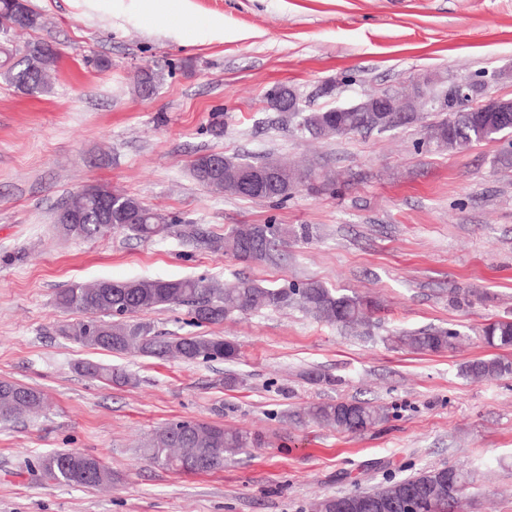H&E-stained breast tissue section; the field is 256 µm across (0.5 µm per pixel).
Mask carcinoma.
I'll return each instance as SVG.
<instances>
[{"mask_svg": "<svg viewBox=\"0 0 512 512\" xmlns=\"http://www.w3.org/2000/svg\"><path fill=\"white\" fill-rule=\"evenodd\" d=\"M45 27L41 13L26 3L0 0V35L8 38L19 31ZM59 51L46 39L28 42L14 62L5 61L4 77L21 93L42 95L52 87ZM293 130L312 139L361 133L384 132L375 112H298L289 116ZM512 136V122L506 125L488 112H453L429 126V140L450 150L468 148L485 141ZM212 154L198 155L191 163V175L207 191L216 195L286 201L295 189L312 181L314 169H299L283 157L228 156L226 168L262 171L272 165L280 172L278 186L260 194L243 195L224 187V170L211 168ZM114 207L109 223L112 230L149 241L172 228L171 218L135 196L117 193L105 185L84 187L55 213L54 223L68 237L96 239L108 233L98 212L101 196ZM180 236L192 249L213 253L230 252L243 262L273 258V251L286 243L288 228L280 224H240L229 233L217 235L201 224H183ZM105 281L77 284L62 290L56 305L82 318L61 326L60 334L84 347L113 353H130L154 359L176 358L184 361H233L239 357L237 344L220 336H160L151 324L136 321L140 313L161 307L185 306L196 327H207L233 314L264 308L297 305L319 322L357 329L369 324L374 305L355 295H348L323 282L309 279L285 286H268L248 277L231 284L217 279L184 277L177 279H129L127 288H105ZM114 317L111 322L99 315ZM457 332L434 327L411 331L396 337V342L420 352L438 353L453 346ZM482 340L499 349L512 348V320L497 319L480 330ZM81 373L115 384H135L132 373L115 372L100 364L85 362ZM462 373L470 378L497 380L512 375V360L501 356L478 358L465 364ZM46 403L44 394L10 380H0V424L9 425L40 411ZM298 422L333 427L339 432L361 433L385 419L381 408L368 401H326L294 412ZM259 444L258 437L247 430H230L207 422L170 423L146 437L140 444L145 459L158 466L183 474L209 473L224 468L227 458ZM100 458L77 451H61L44 457L41 469L55 484L97 487L112 483V471L101 466ZM471 471L464 466H444L423 470L373 490H357L342 495L344 499L367 503L374 499L393 504L387 512H454L458 495L470 483Z\"/></svg>", "mask_w": 512, "mask_h": 512, "instance_id": "obj_1", "label": "carcinoma"}]
</instances>
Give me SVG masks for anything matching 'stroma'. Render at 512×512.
<instances>
[{
  "label": "stroma",
  "mask_w": 512,
  "mask_h": 512,
  "mask_svg": "<svg viewBox=\"0 0 512 512\" xmlns=\"http://www.w3.org/2000/svg\"><path fill=\"white\" fill-rule=\"evenodd\" d=\"M59 60L51 90L25 95L0 76V379L41 390L40 415L0 426V512H310L317 498L466 464L463 512H512V376L461 373L495 355L479 332L512 319V168L506 141L418 150L435 112L378 134L309 140L268 109L273 86L307 109L350 105L431 74L478 75L512 97V0H29ZM110 60L107 69L97 58ZM159 74L153 94L137 70ZM203 153H273L336 177L284 204L215 195L190 175ZM105 184L219 234L285 224L283 261L244 263L123 233L66 237L58 205ZM247 276L278 286L314 279L377 302L358 333L299 309L235 315L208 333L232 362L158 361L92 349L59 332L75 321L58 292L102 279ZM456 329V348L397 346L401 331ZM93 361L137 385L82 376ZM238 379L225 385V375ZM368 400L388 417L352 435L296 423L289 410ZM173 420L255 432L260 445L223 470L181 474L138 443ZM77 450L115 478L104 488L49 482L41 457Z\"/></svg>",
  "instance_id": "obj_1"
}]
</instances>
